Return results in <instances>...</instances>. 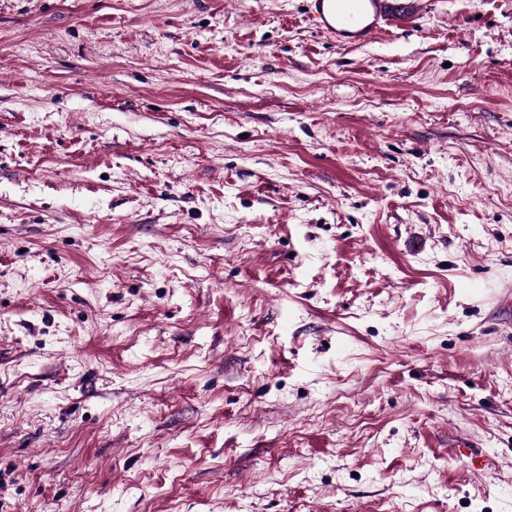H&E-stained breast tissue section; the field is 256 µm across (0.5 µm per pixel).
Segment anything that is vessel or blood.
I'll return each instance as SVG.
<instances>
[{"mask_svg": "<svg viewBox=\"0 0 512 512\" xmlns=\"http://www.w3.org/2000/svg\"><path fill=\"white\" fill-rule=\"evenodd\" d=\"M396 0H309V18L329 39L356 46L382 32Z\"/></svg>", "mask_w": 512, "mask_h": 512, "instance_id": "1", "label": "vessel or blood"}]
</instances>
